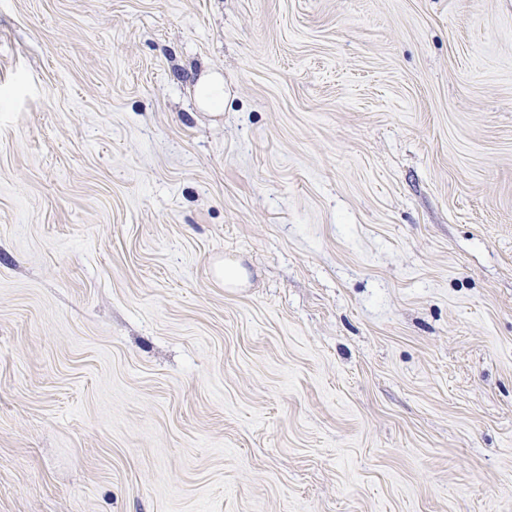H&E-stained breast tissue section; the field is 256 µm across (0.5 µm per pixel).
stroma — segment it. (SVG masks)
Here are the masks:
<instances>
[{"label":"stroma","mask_w":512,"mask_h":512,"mask_svg":"<svg viewBox=\"0 0 512 512\" xmlns=\"http://www.w3.org/2000/svg\"><path fill=\"white\" fill-rule=\"evenodd\" d=\"M0 512H512V0H0ZM224 97V79L218 74L209 76L199 87L198 102L204 108H214Z\"/></svg>","instance_id":"35a3bbf8"}]
</instances>
